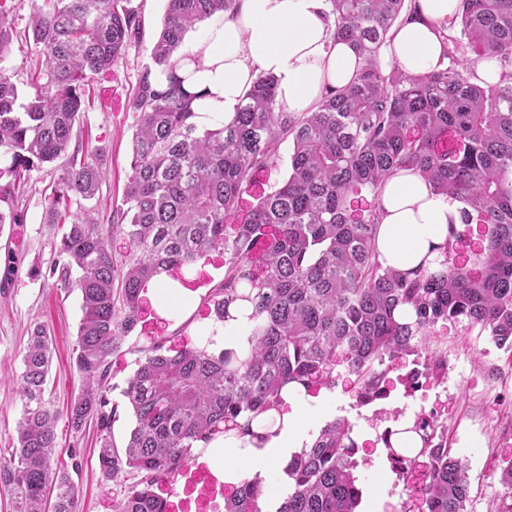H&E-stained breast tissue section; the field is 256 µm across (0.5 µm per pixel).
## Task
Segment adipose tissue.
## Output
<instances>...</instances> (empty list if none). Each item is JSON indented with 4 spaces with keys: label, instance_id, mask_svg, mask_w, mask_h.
I'll list each match as a JSON object with an SVG mask.
<instances>
[{
    "label": "adipose tissue",
    "instance_id": "adipose-tissue-1",
    "mask_svg": "<svg viewBox=\"0 0 512 512\" xmlns=\"http://www.w3.org/2000/svg\"><path fill=\"white\" fill-rule=\"evenodd\" d=\"M457 5L458 0H416L418 19L392 29L382 62L409 75L432 71L444 55L436 27ZM333 28L327 0H237L235 11L211 18L204 32L173 57L184 87L196 96L199 125L230 120L262 73L276 77L283 111L315 110L326 90L347 85L362 65L349 44L333 41ZM460 208L456 199L432 192L420 174L403 170L393 175L380 195L377 248L382 264L406 272L421 265L437 268L448 224L458 219ZM147 297L163 320L170 319L172 309H194L193 294L166 275ZM284 400L288 409L268 419L265 441L220 437L205 449L201 459L218 483L234 485L243 477L237 466L223 463L228 448L249 462L260 479H267L277 464L303 447L304 423L323 415L331 398H314L290 385Z\"/></svg>",
    "mask_w": 512,
    "mask_h": 512
}]
</instances>
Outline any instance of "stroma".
<instances>
[{"mask_svg":"<svg viewBox=\"0 0 512 512\" xmlns=\"http://www.w3.org/2000/svg\"><path fill=\"white\" fill-rule=\"evenodd\" d=\"M139 5L142 34L139 42L110 71L93 77V90L80 119L82 134L91 136L107 178L99 192L73 212L92 210L106 217L123 209L124 186L129 171L134 114L129 99L165 13L166 0H134ZM289 142L278 149L275 168L253 174L243 194V208H251L274 191L289 173ZM53 167L33 171L18 195L23 214L19 224L0 226V448L17 445V426L22 413L18 376L28 333L34 324L46 326L53 338L52 364L47 399L63 407L77 393L80 381L70 354L81 318L80 293L65 288L49 273L57 258L60 227L43 221ZM224 277V256L214 252L192 268L188 288L197 293L191 315L165 325L141 319L122 351L109 359L108 385L112 400L136 369L143 349L163 336L170 349L204 346L213 321L207 295ZM426 350L444 354L448 373L434 384L415 391L396 385L387 399L360 404L346 376H339L331 393L334 417L347 419L359 446L356 474L364 496L380 504L383 512H403L413 491L396 474L381 441L399 418L434 416L448 436V446L465 464L470 482L468 512H489L495 504L512 499V489L500 480L501 469L512 458V351L498 347L488 332L459 321L436 327ZM95 433L84 438L81 467L74 481L79 512H114L123 498V485L103 482L94 451Z\"/></svg>","mask_w":512,"mask_h":512,"instance_id":"obj_1","label":"stroma"}]
</instances>
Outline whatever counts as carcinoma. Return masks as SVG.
<instances>
[{
  "label": "carcinoma",
  "instance_id": "cac0c4a2",
  "mask_svg": "<svg viewBox=\"0 0 512 512\" xmlns=\"http://www.w3.org/2000/svg\"><path fill=\"white\" fill-rule=\"evenodd\" d=\"M235 0H167L150 63L130 100L137 113L121 221L101 224L89 211L73 221V203L91 200L105 179L98 149L75 132L91 88L139 41L133 0H36L29 27L13 22L15 0H0V61L14 43H33L28 92L19 102L14 74L0 66V224H18L16 190L44 164L64 160L48 195L44 223L62 225L52 273L81 294L82 318L72 349L81 386L60 411L45 399L52 336L30 332L19 375L23 400L17 446L0 462V489L14 512H76L79 437L94 423L103 482L133 477L118 512H162L157 481L183 468L192 450L229 433L256 432L284 406L290 383L310 391L336 384V369L354 376L363 405L389 396L384 365L418 354L438 324L466 320L512 349V0H459L438 25L444 60L426 75L385 71L380 49L392 28L415 14L407 0H329L333 39L350 44L363 66L343 88L325 93L313 112L280 110L277 80L260 74L233 118L212 128L194 121L193 101L171 62L186 35ZM497 60L498 80L476 82L475 67ZM167 73V83L153 75ZM292 141L290 174L242 224L226 218L250 175L276 163V146ZM420 173L438 194L463 207L449 224L440 268L385 267L376 245L380 192L391 175ZM368 192L376 204L363 207ZM130 246L118 264L109 245ZM224 253V280L209 293L223 323L244 308V350L206 347L169 354L157 340L138 359L123 390L135 418L123 447L112 427L120 404L105 385L108 358L135 329L141 294L161 273L189 269L209 252ZM261 265L255 264V252ZM447 360L431 352L401 382L415 389L442 377ZM73 434L71 466L54 461L56 424ZM419 448H393L409 476L426 470L406 512H467L470 487L435 418L412 428ZM345 418L326 423L283 467L288 489L276 512H357L363 491L353 457L358 446ZM265 492L244 480L224 498V512H263Z\"/></svg>",
  "mask_w": 512,
  "mask_h": 512
}]
</instances>
